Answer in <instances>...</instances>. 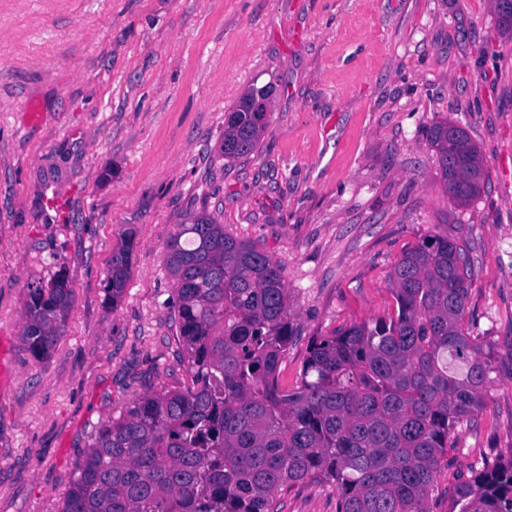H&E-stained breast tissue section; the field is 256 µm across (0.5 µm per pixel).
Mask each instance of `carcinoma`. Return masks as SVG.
Masks as SVG:
<instances>
[{
    "label": "carcinoma",
    "mask_w": 512,
    "mask_h": 512,
    "mask_svg": "<svg viewBox=\"0 0 512 512\" xmlns=\"http://www.w3.org/2000/svg\"><path fill=\"white\" fill-rule=\"evenodd\" d=\"M269 90L225 113L221 152L252 153ZM431 142L449 200L481 193L484 162L465 129L441 121ZM192 372L184 392H146L102 423L60 512H282V491L329 483L336 512H430L454 429L482 407L495 367L465 323L469 248L427 235L389 274L395 305L375 321L315 338L289 387L294 336L283 267L209 216L167 245ZM132 233L112 254V303L131 273ZM73 301L59 270L25 288L22 345L48 356ZM458 512H512V460L456 489Z\"/></svg>",
    "instance_id": "obj_1"
}]
</instances>
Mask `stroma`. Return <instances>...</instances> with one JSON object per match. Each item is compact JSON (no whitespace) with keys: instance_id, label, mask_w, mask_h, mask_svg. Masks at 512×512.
<instances>
[{"instance_id":"obj_1","label":"stroma","mask_w":512,"mask_h":512,"mask_svg":"<svg viewBox=\"0 0 512 512\" xmlns=\"http://www.w3.org/2000/svg\"><path fill=\"white\" fill-rule=\"evenodd\" d=\"M273 85L253 154L224 159V117ZM466 128L485 157L469 206L445 194L428 128ZM512 34L493 0H0V512H58L101 423L192 375L165 266L207 214L284 267L313 338L386 315L387 275L426 234L468 242L466 318L495 366L459 425L431 512L476 469L512 458ZM132 232L131 275L107 300ZM74 291L51 353L20 342L28 284ZM297 485L283 512H335ZM124 237L125 244L112 254V263L107 272V289L112 297V304H116L122 297L131 273L132 232H127Z\"/></svg>"}]
</instances>
